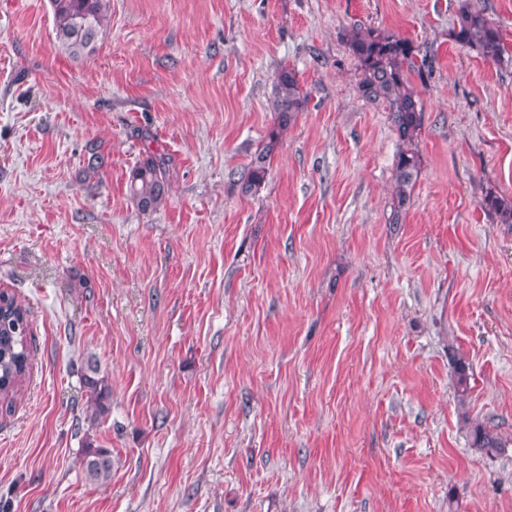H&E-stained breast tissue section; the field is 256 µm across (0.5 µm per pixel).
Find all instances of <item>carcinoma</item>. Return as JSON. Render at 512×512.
Instances as JSON below:
<instances>
[{"label": "carcinoma", "mask_w": 512, "mask_h": 512, "mask_svg": "<svg viewBox=\"0 0 512 512\" xmlns=\"http://www.w3.org/2000/svg\"><path fill=\"white\" fill-rule=\"evenodd\" d=\"M56 38L73 55L93 49L108 25L111 0H50ZM457 45L472 49L490 64L504 62L506 49L499 27L486 14L473 8L468 0H460L456 20L449 31ZM348 47L356 61L357 88L365 100L381 103L389 113L391 124L404 144L395 164V192L392 198L394 220L406 211L420 170V157L412 149L423 124V104L415 92L411 75L423 76L428 68L419 57L414 42L399 35L370 27H355ZM277 94L273 110L277 113L278 130L257 150L238 180L244 195L254 194L268 176L270 159L278 148V131L288 127L295 113L303 111L307 95L296 72L286 66L277 74ZM168 162L164 155L146 151L130 176V199L142 212L156 210L168 193ZM482 207L496 215L502 224H512V205L488 191ZM29 309L15 294L0 290V413L15 409L32 368L28 345ZM458 405L466 403L470 364L462 356L453 357ZM82 388L96 421L109 412L111 390L97 365L89 363L81 375ZM471 447L494 457L506 448L502 438L478 421L468 422ZM86 478L103 484L112 477V454L105 448L88 449L83 457Z\"/></svg>", "instance_id": "1"}]
</instances>
